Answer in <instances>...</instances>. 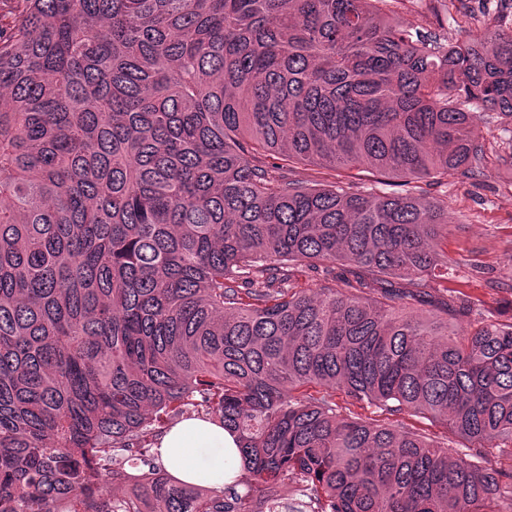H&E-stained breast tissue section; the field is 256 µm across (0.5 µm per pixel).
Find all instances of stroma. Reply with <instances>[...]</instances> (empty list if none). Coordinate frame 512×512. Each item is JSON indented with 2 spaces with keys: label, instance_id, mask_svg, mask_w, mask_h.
Masks as SVG:
<instances>
[{
  "label": "stroma",
  "instance_id": "35a3bbf8",
  "mask_svg": "<svg viewBox=\"0 0 512 512\" xmlns=\"http://www.w3.org/2000/svg\"><path fill=\"white\" fill-rule=\"evenodd\" d=\"M454 16L473 15L465 30L449 25L448 40L479 34L483 14L500 16L512 27V7L506 0H456ZM289 180L303 185L339 184L359 191L402 193L401 180L364 169H334L313 162L284 166ZM429 196L441 201L452 218L441 247L457 262L449 287L481 299L483 313L501 322L512 321V165L488 160L480 169L438 182L423 181Z\"/></svg>",
  "mask_w": 512,
  "mask_h": 512
}]
</instances>
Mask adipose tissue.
I'll return each mask as SVG.
<instances>
[{
    "label": "adipose tissue",
    "instance_id": "obj_1",
    "mask_svg": "<svg viewBox=\"0 0 512 512\" xmlns=\"http://www.w3.org/2000/svg\"><path fill=\"white\" fill-rule=\"evenodd\" d=\"M161 461L176 482L220 489L233 482L240 453L222 424L197 418L171 425L160 439Z\"/></svg>",
    "mask_w": 512,
    "mask_h": 512
}]
</instances>
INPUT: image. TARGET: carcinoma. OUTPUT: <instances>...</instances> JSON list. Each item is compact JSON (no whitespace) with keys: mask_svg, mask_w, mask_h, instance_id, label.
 <instances>
[{"mask_svg":"<svg viewBox=\"0 0 512 512\" xmlns=\"http://www.w3.org/2000/svg\"><path fill=\"white\" fill-rule=\"evenodd\" d=\"M0 13V512H512V322L428 282L448 209L250 156L441 180L512 117V28L448 43L388 0H17ZM324 262L342 292L290 288ZM387 421L341 417L336 392ZM236 434L217 490L160 415ZM451 426L441 445L397 416ZM126 461L147 470L131 474ZM123 485V495L112 487Z\"/></svg>","mask_w":512,"mask_h":512,"instance_id":"carcinoma-1","label":"carcinoma"}]
</instances>
